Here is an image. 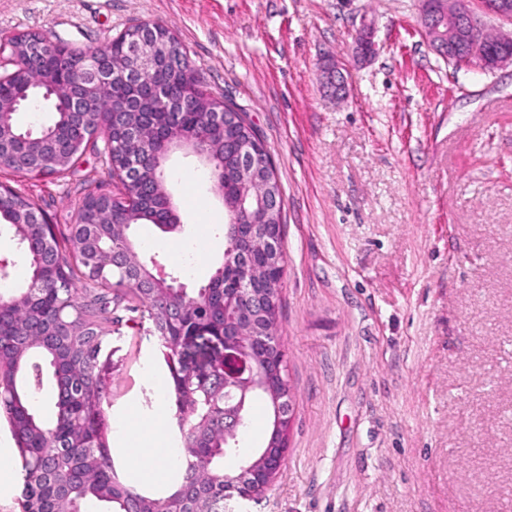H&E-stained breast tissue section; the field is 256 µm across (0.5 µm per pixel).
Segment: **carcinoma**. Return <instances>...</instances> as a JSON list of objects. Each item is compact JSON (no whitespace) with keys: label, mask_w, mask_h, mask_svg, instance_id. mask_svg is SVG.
Returning <instances> with one entry per match:
<instances>
[{"label":"carcinoma","mask_w":512,"mask_h":512,"mask_svg":"<svg viewBox=\"0 0 512 512\" xmlns=\"http://www.w3.org/2000/svg\"><path fill=\"white\" fill-rule=\"evenodd\" d=\"M168 59L148 77L157 87L167 88L169 99L144 96L134 101L116 94L102 104L105 110L120 112L124 119L137 121L151 116L172 128H190L198 137L222 143L224 165L225 216L235 219L240 205L253 211L259 223L279 224L281 215L266 210L270 190H280L277 177L262 179L244 192L234 175L239 163L241 145L254 138V131L245 123L243 113L232 104L216 102V98L199 92L198 81L188 78L193 72L181 42L173 37L162 42ZM18 55L26 58L44 56L57 67L56 84L48 101L56 113L55 122L44 128L57 137L70 132L66 115V94L73 63L58 59L52 49L35 35H24L14 44ZM0 90L20 101L24 108L44 99L43 94L29 90L16 77L0 85ZM224 110V127L219 131L210 125L209 114ZM78 158L71 151L56 161L52 155L32 156L36 165L70 170ZM8 211L1 220L13 218L18 211L32 208L25 196L16 195L4 202ZM118 218L130 224H152L157 228L174 223L172 201L157 194L130 215L115 204ZM88 251L81 239L69 238L56 244L54 262L56 275L45 281L42 293L35 301L24 296L26 289L15 288L18 304L0 312V406L7 415L21 463V497L27 512H194L197 503L207 504L208 512H224V496L246 490L261 496L266 487L252 483L243 488L232 487L224 480L225 464L241 468L242 448L225 445L224 414L211 409V396H224L219 377L208 382L207 388L197 387L194 380L180 370L168 367L170 400L175 413L185 415V408L195 410L193 420L178 428L180 438L174 482L163 491L137 487L120 474L115 466L106 437L104 403L107 401L108 380L102 374L99 358L112 339V324L121 321L118 309L132 314V321H148L164 355L175 354L179 326L169 317L184 310L186 321L205 322L216 331L233 333L224 322L226 289L247 278V264L234 253L226 258L223 286L210 289L207 297L194 303L172 288L155 286L146 280L128 282L122 268L129 262L124 245L112 237L98 240L93 254L109 258L102 266L85 261ZM89 280L85 300L71 298L78 312L67 319L65 328L56 322V310L66 298L65 283L77 277ZM236 304L245 311L248 325L242 334L262 336L261 351L252 352L257 368L277 391L290 390L284 354L279 352L277 337L267 334L272 322L271 305L252 302L242 296ZM77 397L68 410L57 406L50 418L40 413L43 401H57L58 396ZM57 428L58 446H41L43 433ZM96 470L94 481L82 478V472Z\"/></svg>","instance_id":"obj_1"}]
</instances>
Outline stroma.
Returning a JSON list of instances; mask_svg holds the SVG:
<instances>
[{
  "instance_id": "stroma-1",
  "label": "stroma",
  "mask_w": 512,
  "mask_h": 512,
  "mask_svg": "<svg viewBox=\"0 0 512 512\" xmlns=\"http://www.w3.org/2000/svg\"><path fill=\"white\" fill-rule=\"evenodd\" d=\"M419 0H0V33L105 47L142 23L172 30L205 88L246 112L284 198L279 340L293 420L279 471L230 512H512V65H453L422 35ZM377 45L357 60L353 35ZM342 65L343 100L323 89ZM103 145V133L92 138ZM47 178L0 169L71 233L85 198L115 193L97 152ZM181 223L131 230L188 290L224 254V207L193 156L171 155ZM109 444L123 423L163 436L168 378L151 327L112 328Z\"/></svg>"
}]
</instances>
